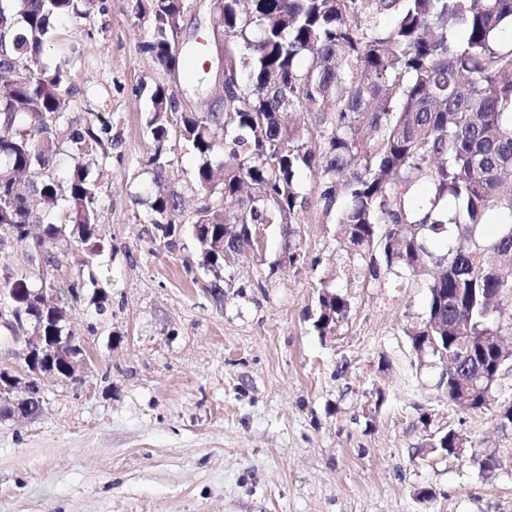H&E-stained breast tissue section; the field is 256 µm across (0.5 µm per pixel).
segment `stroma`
I'll return each mask as SVG.
<instances>
[{
	"label": "stroma",
	"mask_w": 512,
	"mask_h": 512,
	"mask_svg": "<svg viewBox=\"0 0 512 512\" xmlns=\"http://www.w3.org/2000/svg\"><path fill=\"white\" fill-rule=\"evenodd\" d=\"M148 34L133 0H94L42 57L76 74L71 112L111 127L112 157L90 173L111 247L92 269L72 257L56 273L85 282L66 327L94 361L82 384L45 378L39 416L0 421V512H512V431L449 407L438 366L405 378L426 292L344 270L312 177L304 260L270 273L282 238L268 225L258 258L230 262L223 303L191 232L172 248L144 234L155 87L195 112L224 109L215 74L172 80L142 51ZM172 155L168 186L193 208L198 160L178 142ZM334 273L351 311L321 337L317 297ZM448 428L473 451L498 449L501 466L486 474L426 448Z\"/></svg>",
	"instance_id": "stroma-1"
}]
</instances>
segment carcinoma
Returning <instances> with one entry per match:
<instances>
[{
	"instance_id": "1",
	"label": "carcinoma",
	"mask_w": 512,
	"mask_h": 512,
	"mask_svg": "<svg viewBox=\"0 0 512 512\" xmlns=\"http://www.w3.org/2000/svg\"><path fill=\"white\" fill-rule=\"evenodd\" d=\"M189 0H151L142 45L155 66L190 76L194 52L170 53ZM93 0L0 3V231L35 241L43 261L68 256L83 266L107 247L100 193L91 169L110 157L107 124L69 117L73 75L41 66L55 23L87 13ZM217 17L237 40L224 43V111H187L164 87L151 95L146 123L155 178L145 232L172 245L184 225L197 229L209 292L224 300V262L255 256L254 224L281 228V252L269 274L303 258L300 216L308 205L299 173L315 179L325 213L336 211L333 239L365 280L408 282L426 290L421 323L406 331L414 372L436 359L448 367L437 389L464 412L488 409L512 376V0H220ZM393 24L384 25V19ZM308 56L302 66L299 60ZM323 143L309 148V124ZM66 125L73 165L56 172L57 126ZM199 157L200 205L187 217L165 187L171 133ZM62 204V224H45ZM34 290L16 274L1 283L17 304ZM79 283L60 288L33 322L65 335L67 308ZM349 296L325 284L313 322L335 332ZM468 439L450 428L427 447L460 460Z\"/></svg>"
}]
</instances>
